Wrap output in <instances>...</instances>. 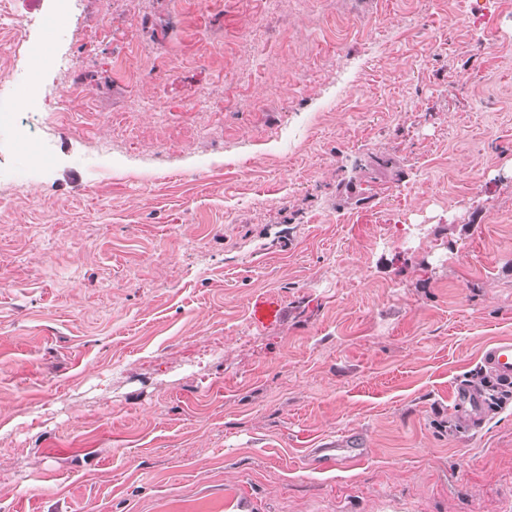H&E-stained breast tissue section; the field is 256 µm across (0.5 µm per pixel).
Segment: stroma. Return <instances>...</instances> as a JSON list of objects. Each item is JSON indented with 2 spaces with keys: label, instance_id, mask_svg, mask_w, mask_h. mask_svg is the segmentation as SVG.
<instances>
[{
  "label": "stroma",
  "instance_id": "obj_1",
  "mask_svg": "<svg viewBox=\"0 0 512 512\" xmlns=\"http://www.w3.org/2000/svg\"><path fill=\"white\" fill-rule=\"evenodd\" d=\"M18 0L0 512H512V0ZM345 438L355 467L307 463ZM482 363L501 383L512 384V341L501 340L487 346ZM453 406L464 411L471 427H477L484 417V402L479 391L469 386H461L453 397Z\"/></svg>",
  "mask_w": 512,
  "mask_h": 512
}]
</instances>
